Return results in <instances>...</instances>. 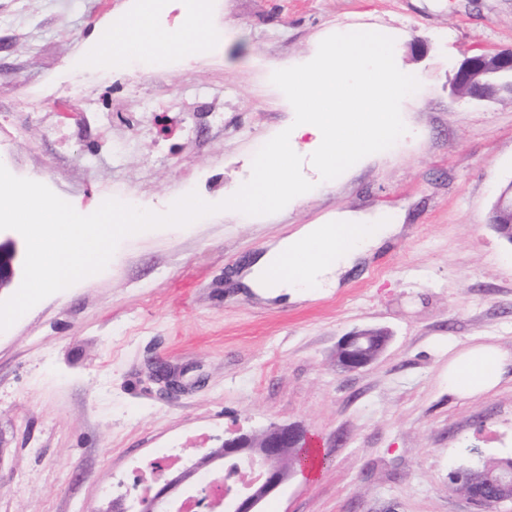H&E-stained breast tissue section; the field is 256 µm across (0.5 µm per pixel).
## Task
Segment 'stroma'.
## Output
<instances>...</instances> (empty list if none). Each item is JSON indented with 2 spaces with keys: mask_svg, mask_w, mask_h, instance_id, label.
<instances>
[{
  "mask_svg": "<svg viewBox=\"0 0 512 512\" xmlns=\"http://www.w3.org/2000/svg\"><path fill=\"white\" fill-rule=\"evenodd\" d=\"M135 0H0V158L89 214L109 198L163 212L228 198L294 110L270 77L339 32L395 40L420 86L407 132L272 215L221 211L121 240L102 272L0 332V512H97L120 486L298 424L319 454L261 512H475L449 491L468 448L512 457V381L448 391L452 344L512 353V244L491 209L512 185V100L452 90L465 57L512 50V0H213L222 49L116 72L82 49ZM397 224L314 299L260 294L240 272L305 224ZM393 339L337 370L354 329ZM170 374H153L155 361Z\"/></svg>",
  "mask_w": 512,
  "mask_h": 512,
  "instance_id": "stroma-1",
  "label": "stroma"
}]
</instances>
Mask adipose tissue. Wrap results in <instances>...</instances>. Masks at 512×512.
<instances>
[{"mask_svg": "<svg viewBox=\"0 0 512 512\" xmlns=\"http://www.w3.org/2000/svg\"><path fill=\"white\" fill-rule=\"evenodd\" d=\"M163 0H142L133 14H116L108 35L94 39L88 54L98 62L115 65L125 54L156 57L178 54L191 59L211 44L210 0H188L183 25L160 27L156 13ZM393 231L389 224H306L280 239L252 262L243 279L246 287L266 293L312 298L335 288L340 277L378 248ZM512 372V354L493 343H471L448 361V390L475 398L495 390Z\"/></svg>", "mask_w": 512, "mask_h": 512, "instance_id": "1", "label": "adipose tissue"}]
</instances>
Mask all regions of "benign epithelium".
Returning <instances> with one entry per match:
<instances>
[{"label":"benign epithelium","instance_id":"obj_1","mask_svg":"<svg viewBox=\"0 0 512 512\" xmlns=\"http://www.w3.org/2000/svg\"><path fill=\"white\" fill-rule=\"evenodd\" d=\"M461 78L471 87L470 96L481 97L483 79L491 72L512 73V51L480 54L466 58ZM495 218L512 223V200L501 196ZM18 249L7 237L0 239V291L11 287L17 277ZM391 336L384 329L351 331L336 346V364L347 371L368 366L386 349ZM305 433L293 425H270L261 436L238 430L224 439L221 447L191 461L181 472L164 480L152 495L131 496L130 490L119 497L124 512H177L180 502L189 494L201 497L216 484H224V512H260L264 501L294 474L288 468L286 455L302 447ZM448 489L461 491L472 504L484 501L498 508L512 499L489 492L483 497L470 488V477L463 471L448 472Z\"/></svg>","mask_w":512,"mask_h":512}]
</instances>
